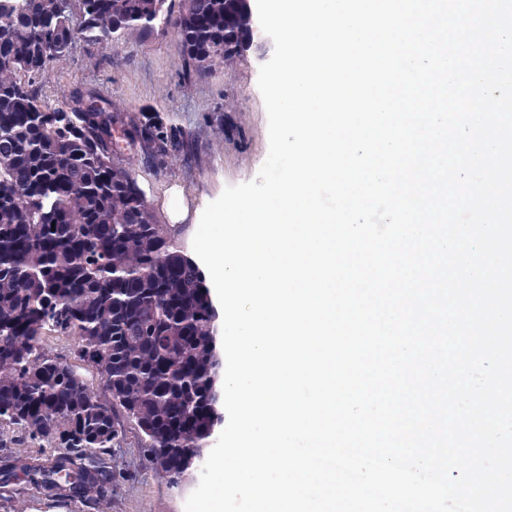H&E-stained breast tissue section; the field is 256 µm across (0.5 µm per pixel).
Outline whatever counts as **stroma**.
Listing matches in <instances>:
<instances>
[{
    "mask_svg": "<svg viewBox=\"0 0 512 512\" xmlns=\"http://www.w3.org/2000/svg\"><path fill=\"white\" fill-rule=\"evenodd\" d=\"M274 50L272 40L256 31L244 55L215 67L202 78L184 74L181 48L172 31L156 29L130 35L108 51L76 40L64 59L51 64L38 81L41 98L56 105L73 89L93 92L114 111L131 116L152 108L175 116L187 133L190 149L158 174L141 154L129 156L161 236L174 249L192 254L198 208L217 199L226 187L257 178L269 152L268 118L257 86L259 68ZM186 212L173 220L169 197ZM76 337L47 335L45 348L66 359L91 390L101 391L97 370L80 360ZM117 438L106 452L92 451L111 481L83 484L79 476L50 487L13 473L17 457L47 463L58 454L47 440L0 425V512H184L198 478L172 481L155 469L144 452L136 423L121 407L112 410Z\"/></svg>",
    "mask_w": 512,
    "mask_h": 512,
    "instance_id": "stroma-1",
    "label": "stroma"
}]
</instances>
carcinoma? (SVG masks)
Masks as SVG:
<instances>
[{"instance_id": "1", "label": "carcinoma", "mask_w": 512, "mask_h": 512, "mask_svg": "<svg viewBox=\"0 0 512 512\" xmlns=\"http://www.w3.org/2000/svg\"><path fill=\"white\" fill-rule=\"evenodd\" d=\"M174 29L183 63L203 77L248 20L237 0H0V422L62 450L52 477L112 447V407L132 418L150 463L179 475L212 427L215 314L199 266L159 235L125 152L155 171L185 146L174 117H131L75 91L54 108L37 79L78 38L114 50L132 31ZM76 336L99 372L92 394L43 336Z\"/></svg>"}]
</instances>
